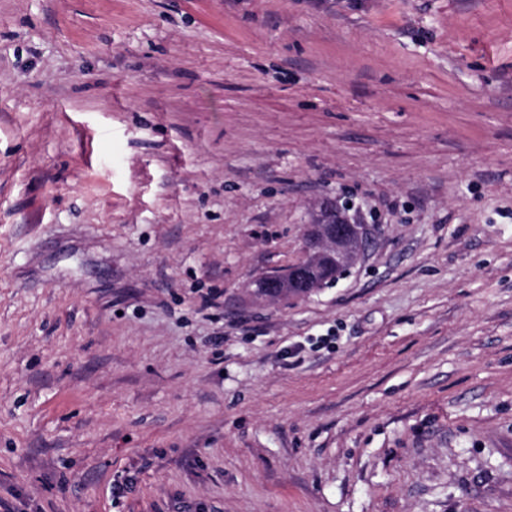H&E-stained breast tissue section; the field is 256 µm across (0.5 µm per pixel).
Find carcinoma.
Segmentation results:
<instances>
[{
  "label": "carcinoma",
  "mask_w": 512,
  "mask_h": 512,
  "mask_svg": "<svg viewBox=\"0 0 512 512\" xmlns=\"http://www.w3.org/2000/svg\"><path fill=\"white\" fill-rule=\"evenodd\" d=\"M326 215L320 214L317 222L308 225L305 232L306 244H312L323 238L331 242L322 247L311 257L288 267V274L271 283L261 277L255 281V294L262 297L286 298L288 296H306L312 290L325 288L336 283L344 266V251L358 244L359 225L346 229L343 236L336 235V225L325 223Z\"/></svg>",
  "instance_id": "obj_1"
}]
</instances>
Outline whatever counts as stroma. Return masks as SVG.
<instances>
[{
  "instance_id": "1",
  "label": "stroma",
  "mask_w": 512,
  "mask_h": 512,
  "mask_svg": "<svg viewBox=\"0 0 512 512\" xmlns=\"http://www.w3.org/2000/svg\"><path fill=\"white\" fill-rule=\"evenodd\" d=\"M0 512H512V0H0ZM326 215L321 213L316 224H309L305 239L306 245L323 238L330 237V243L322 247L311 257L288 266V274L273 283L265 277L255 281V294L262 297L288 298V296H306L312 290L325 288L336 283L341 276L344 266L342 255L353 245H357L360 236L359 224L346 229L344 236H336V224H350L347 216L332 224H323ZM344 222V223H343Z\"/></svg>"
}]
</instances>
